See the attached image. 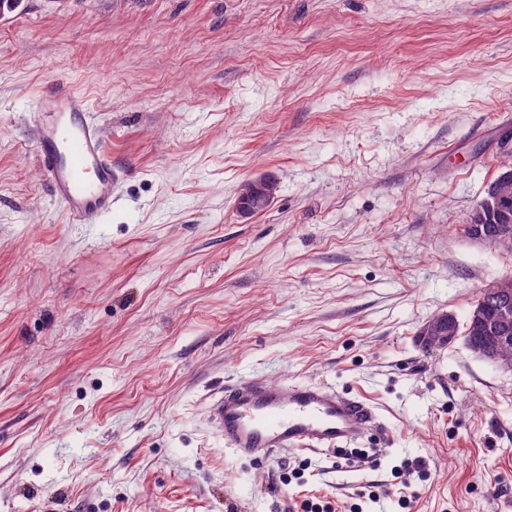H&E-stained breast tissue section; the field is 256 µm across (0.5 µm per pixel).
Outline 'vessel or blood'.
Instances as JSON below:
<instances>
[{"instance_id":"obj_1","label":"vessel or blood","mask_w":512,"mask_h":512,"mask_svg":"<svg viewBox=\"0 0 512 512\" xmlns=\"http://www.w3.org/2000/svg\"><path fill=\"white\" fill-rule=\"evenodd\" d=\"M85 97L67 79L41 86L32 115V143L53 196L76 222L112 208L118 174ZM207 416L225 447L264 460L288 450L335 451L377 431L372 408L313 383L244 380L211 397Z\"/></svg>"}]
</instances>
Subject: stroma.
Masks as SVG:
<instances>
[{"mask_svg":"<svg viewBox=\"0 0 512 512\" xmlns=\"http://www.w3.org/2000/svg\"><path fill=\"white\" fill-rule=\"evenodd\" d=\"M71 80L119 178L74 222L28 138ZM512 0H22L0 14V512H512V367L424 344L512 278ZM274 176L271 206L237 212ZM363 398L346 454L239 458L240 380ZM258 182L262 184L264 192H262L260 187H254V184ZM277 189V181L271 175L248 182L238 196L237 212L243 217H249L255 213L262 212L274 200Z\"/></svg>","mask_w":512,"mask_h":512,"instance_id":"obj_1","label":"stroma"}]
</instances>
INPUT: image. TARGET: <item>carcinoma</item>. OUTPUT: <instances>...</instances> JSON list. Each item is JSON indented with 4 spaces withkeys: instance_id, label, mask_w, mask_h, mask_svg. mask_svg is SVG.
I'll return each instance as SVG.
<instances>
[{
    "instance_id": "obj_1",
    "label": "carcinoma",
    "mask_w": 512,
    "mask_h": 512,
    "mask_svg": "<svg viewBox=\"0 0 512 512\" xmlns=\"http://www.w3.org/2000/svg\"><path fill=\"white\" fill-rule=\"evenodd\" d=\"M262 187H254V182L247 183L241 190L237 200V212L241 216H252L265 210L274 200L278 185L275 177L267 175L258 179ZM507 303L509 315L512 316V287L508 288L506 294L500 297H491L480 294L476 307L483 312L484 321L481 323H472L466 321L465 326H460L458 321H453L454 336L462 335L468 348L477 356L487 360L491 357H497L499 360L512 362V319L509 320V339L502 343L499 339L488 334L487 328L490 326L502 325L503 308L502 303ZM445 315L435 316L425 327L427 341L431 344L442 343L441 321Z\"/></svg>"
}]
</instances>
